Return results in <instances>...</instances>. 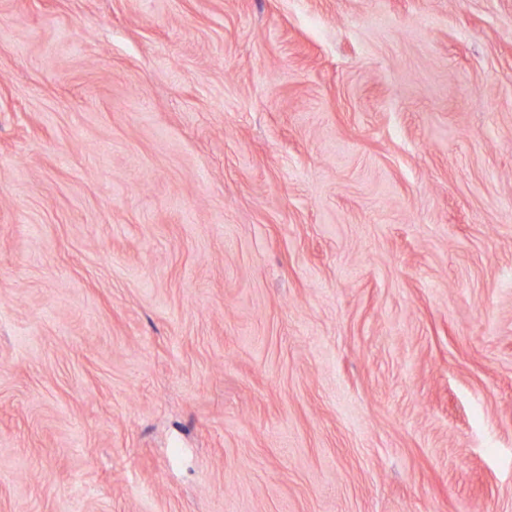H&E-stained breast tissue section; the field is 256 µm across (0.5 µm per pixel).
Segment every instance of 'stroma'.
Returning <instances> with one entry per match:
<instances>
[{
  "label": "stroma",
  "instance_id": "obj_1",
  "mask_svg": "<svg viewBox=\"0 0 512 512\" xmlns=\"http://www.w3.org/2000/svg\"><path fill=\"white\" fill-rule=\"evenodd\" d=\"M0 512H512V0H0Z\"/></svg>",
  "mask_w": 512,
  "mask_h": 512
}]
</instances>
